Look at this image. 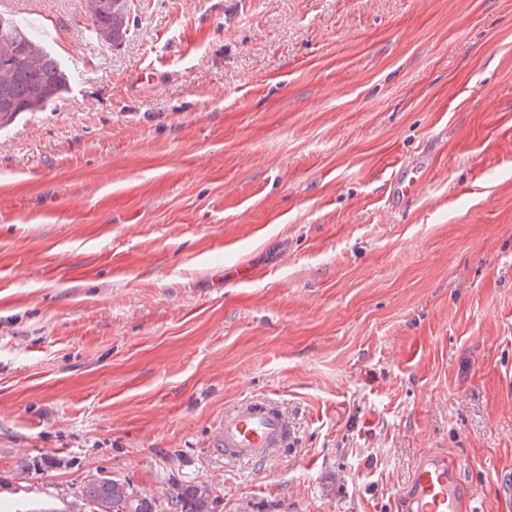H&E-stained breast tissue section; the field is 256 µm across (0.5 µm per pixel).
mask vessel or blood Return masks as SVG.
<instances>
[{"label": "vessel or blood", "mask_w": 512, "mask_h": 512, "mask_svg": "<svg viewBox=\"0 0 512 512\" xmlns=\"http://www.w3.org/2000/svg\"><path fill=\"white\" fill-rule=\"evenodd\" d=\"M288 417L276 403L247 400L225 413L214 448L225 458L259 462L282 447ZM403 512H462L471 495L455 464L443 456L420 458L400 493Z\"/></svg>", "instance_id": "1"}]
</instances>
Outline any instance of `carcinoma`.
I'll return each instance as SVG.
<instances>
[{
  "label": "carcinoma",
  "instance_id": "carcinoma-1",
  "mask_svg": "<svg viewBox=\"0 0 512 512\" xmlns=\"http://www.w3.org/2000/svg\"><path fill=\"white\" fill-rule=\"evenodd\" d=\"M98 41L121 47L132 35V0H84ZM69 77L57 56L47 51L18 21L0 14V128L25 112H39L66 93ZM165 496L171 512H214L216 499L205 481L174 484ZM157 512V500L129 483L99 476L91 479L69 507L43 512Z\"/></svg>",
  "mask_w": 512,
  "mask_h": 512
}]
</instances>
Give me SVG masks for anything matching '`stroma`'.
<instances>
[{
  "mask_svg": "<svg viewBox=\"0 0 512 512\" xmlns=\"http://www.w3.org/2000/svg\"><path fill=\"white\" fill-rule=\"evenodd\" d=\"M83 2L16 0L85 67L0 129V512H401L427 451L512 512V0H137L118 49ZM252 397L291 437L225 460ZM66 509L48 508L43 512H73L79 506V512H156L157 500L147 497L134 489L129 483L99 476L91 479L74 502ZM165 496L170 511L175 512H213L216 499L211 485L205 481L189 484H173Z\"/></svg>",
  "mask_w": 512,
  "mask_h": 512,
  "instance_id": "stroma-1",
  "label": "stroma"
}]
</instances>
